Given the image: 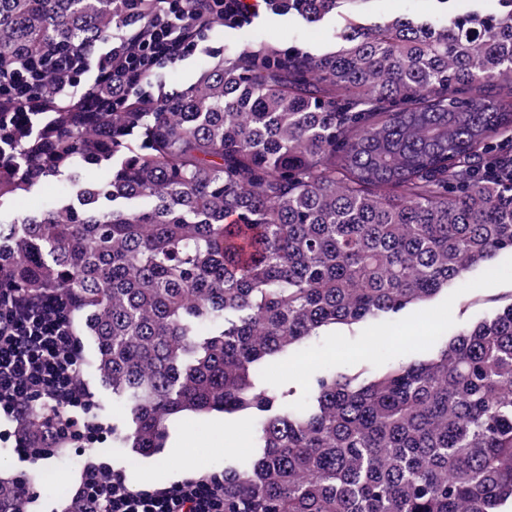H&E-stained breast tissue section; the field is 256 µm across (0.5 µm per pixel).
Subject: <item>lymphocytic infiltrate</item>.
Masks as SVG:
<instances>
[{"mask_svg":"<svg viewBox=\"0 0 512 512\" xmlns=\"http://www.w3.org/2000/svg\"><path fill=\"white\" fill-rule=\"evenodd\" d=\"M167 8L134 36L112 38L106 51L60 55L50 62L32 60L28 67L0 72V113L34 112L42 101L57 94L47 85L45 66L60 72L69 91H77L88 72H97L91 94L79 100L84 112H95L100 101L113 111H125L138 86L130 75L174 64L195 46L182 37L176 24L183 0H166ZM250 0H195L193 27L204 33L218 23L248 20ZM80 351L70 318L60 298L52 293L27 296L0 289V415L10 422L23 418L39 402L58 417L35 440L20 444L24 458L41 460L60 443H68L82 458V478L74 499L79 512H224V479L204 474L167 486L135 489L114 474L109 463L87 453L88 445L105 432L91 417L92 402L80 380Z\"/></svg>","mask_w":512,"mask_h":512,"instance_id":"1","label":"lymphocytic infiltrate"}]
</instances>
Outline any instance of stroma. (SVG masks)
Segmentation results:
<instances>
[{
	"label": "stroma",
	"mask_w": 512,
	"mask_h": 512,
	"mask_svg": "<svg viewBox=\"0 0 512 512\" xmlns=\"http://www.w3.org/2000/svg\"><path fill=\"white\" fill-rule=\"evenodd\" d=\"M338 19L328 18L309 24L295 17L270 11L261 5L251 21L240 25H218L204 33L196 49L175 65L163 69L160 79L141 84V92L158 96L196 81L204 69L217 60L233 64L237 52L246 46H265L277 50L289 47L330 50L335 46ZM512 289V253H500L488 267L474 270L451 285L447 293L435 301L414 308L393 321H371L353 329L339 328L312 337L307 346L291 360L270 364L263 375L265 385L293 389L304 394L310 375L344 365L381 368L403 357H410L436 346L445 336L471 320L491 314L496 295ZM80 349L85 356L79 377L91 394L93 411L104 428L123 429L126 417L112 406V391L106 387L89 362L93 354L90 340ZM223 434L224 445L212 448L210 437ZM255 425L246 417L224 418L223 414L207 416L182 415L171 423V436L164 451L154 457H134L129 449L118 447L113 437L93 444L96 456L105 458L131 487L147 488L169 485L202 473H223L224 458L251 456ZM196 443L201 454L193 465H186L176 455L177 446ZM52 468L54 482L67 495H74L81 476V462L67 450H55L49 460L23 459L15 441L0 442V476L21 478L31 471Z\"/></svg>",
	"instance_id": "obj_1"
}]
</instances>
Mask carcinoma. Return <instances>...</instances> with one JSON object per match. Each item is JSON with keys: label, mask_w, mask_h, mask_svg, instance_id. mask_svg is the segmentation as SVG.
I'll return each mask as SVG.
<instances>
[{"label": "carcinoma", "mask_w": 512, "mask_h": 512, "mask_svg": "<svg viewBox=\"0 0 512 512\" xmlns=\"http://www.w3.org/2000/svg\"><path fill=\"white\" fill-rule=\"evenodd\" d=\"M268 2L339 16L338 48L248 47L146 112L27 115L0 161V287L63 296L133 454L160 453L179 414L254 420L224 512H512V292L428 353L316 375L301 402L262 382L311 337L512 252V0L381 22L368 0ZM165 7L0 0V64L89 52ZM54 179L53 207L5 217ZM47 421L31 407L19 439ZM28 507L0 478V512Z\"/></svg>", "instance_id": "obj_1"}]
</instances>
